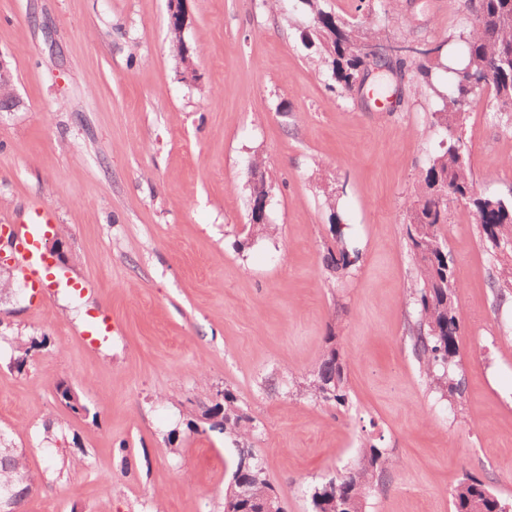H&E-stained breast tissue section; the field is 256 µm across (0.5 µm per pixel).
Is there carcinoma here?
<instances>
[{
  "instance_id": "cac0c4a2",
  "label": "carcinoma",
  "mask_w": 512,
  "mask_h": 512,
  "mask_svg": "<svg viewBox=\"0 0 512 512\" xmlns=\"http://www.w3.org/2000/svg\"><path fill=\"white\" fill-rule=\"evenodd\" d=\"M313 16V33L305 36L308 45L323 55L337 85L347 89L363 64L351 47L380 36L377 28L362 30L324 11L320 0H304ZM472 20L459 31L465 44L462 56H448V40L435 43L433 57L414 64L416 76L435 100L433 125L448 143L433 156L419 180V190L406 215L403 239L413 260L416 279L409 289L415 316L409 324L411 346L420 371L442 398H460L463 383L454 378L452 368L459 356L460 330L453 258L448 251L445 225L448 199L464 202L473 210L479 233L489 258L500 270V294L512 288V194L509 197L474 193L471 165L459 133L462 106L466 102L490 98L489 116L506 133H512V0H469ZM494 66L491 78L482 81L483 66ZM357 254L343 234L323 256L326 269L338 276L352 273ZM347 358L338 336L331 332L315 370L305 387L310 397L340 410L348 404ZM224 432L249 437L251 419L238 412L234 397L224 392ZM388 458L383 449L370 443L363 446L358 463L339 479L314 488L313 512H363L364 501L375 478L386 470ZM35 482L17 452L0 455V489L13 497L0 502V512H16L32 492ZM453 512H503L501 500L482 481L467 477L452 491ZM225 512H283L275 489L264 468L249 448L239 449L234 489L224 506Z\"/></svg>"
}]
</instances>
